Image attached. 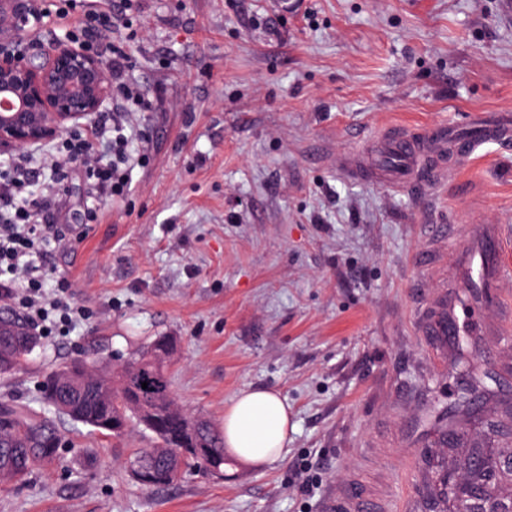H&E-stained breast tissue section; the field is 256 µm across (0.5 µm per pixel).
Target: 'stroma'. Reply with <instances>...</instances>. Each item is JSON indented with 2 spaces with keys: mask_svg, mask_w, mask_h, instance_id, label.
I'll use <instances>...</instances> for the list:
<instances>
[{
  "mask_svg": "<svg viewBox=\"0 0 512 512\" xmlns=\"http://www.w3.org/2000/svg\"><path fill=\"white\" fill-rule=\"evenodd\" d=\"M111 41L149 101L132 135L149 152L98 222L83 168L47 199L72 232L47 245L44 287L67 286L88 317L42 337L0 401L39 406L44 372L172 336L186 409L220 424L241 391L270 388L295 429L267 467L145 491L124 468L139 432L61 421L58 465L0 482V512H329L355 489L377 512H426L420 454L447 465L449 411L478 441L512 402V276L477 301L456 261L488 224L512 269V141L424 189L344 177L336 159L390 127L512 113L503 0H139ZM444 306L464 348L431 332Z\"/></svg>",
  "mask_w": 512,
  "mask_h": 512,
  "instance_id": "obj_1",
  "label": "stroma"
}]
</instances>
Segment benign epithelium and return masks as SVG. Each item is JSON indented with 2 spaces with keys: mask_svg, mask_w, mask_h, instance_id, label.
Listing matches in <instances>:
<instances>
[{
  "mask_svg": "<svg viewBox=\"0 0 512 512\" xmlns=\"http://www.w3.org/2000/svg\"><path fill=\"white\" fill-rule=\"evenodd\" d=\"M28 0H0V22L22 51L0 53V155L40 150L96 123L111 100L100 57L68 38L45 44L25 30Z\"/></svg>",
  "mask_w": 512,
  "mask_h": 512,
  "instance_id": "benign-epithelium-1",
  "label": "benign epithelium"
}]
</instances>
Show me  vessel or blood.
<instances>
[{
    "label": "vessel or blood",
    "mask_w": 512,
    "mask_h": 512,
    "mask_svg": "<svg viewBox=\"0 0 512 512\" xmlns=\"http://www.w3.org/2000/svg\"><path fill=\"white\" fill-rule=\"evenodd\" d=\"M512 139V115L501 114L474 125L471 133L438 125L427 129L390 128L377 142L341 159L343 175L362 178L392 188L434 184L443 174L447 154L471 156L480 145ZM504 244L499 237L482 233L477 243L465 245L460 262L464 288H488L508 270L501 262Z\"/></svg>",
    "instance_id": "b4317fda"
}]
</instances>
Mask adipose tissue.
<instances>
[{"mask_svg": "<svg viewBox=\"0 0 512 512\" xmlns=\"http://www.w3.org/2000/svg\"><path fill=\"white\" fill-rule=\"evenodd\" d=\"M292 429L287 405L271 389L241 392L224 411V446L243 465L261 468L281 459Z\"/></svg>", "mask_w": 512, "mask_h": 512, "instance_id": "obj_1", "label": "adipose tissue"}]
</instances>
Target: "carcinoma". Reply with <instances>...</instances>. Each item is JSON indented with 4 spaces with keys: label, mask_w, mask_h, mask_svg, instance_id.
<instances>
[{
    "label": "carcinoma",
    "mask_w": 512,
    "mask_h": 512,
    "mask_svg": "<svg viewBox=\"0 0 512 512\" xmlns=\"http://www.w3.org/2000/svg\"><path fill=\"white\" fill-rule=\"evenodd\" d=\"M40 344L24 317L6 311L0 318V377L25 367ZM175 340L158 336L127 360L113 364L103 357H82L58 366L40 384L47 410L25 404L0 403V480L23 481L38 467L57 461L60 436L54 414L115 438L131 431L147 443L125 461L131 481L144 490H158L180 481L199 466L231 464L224 450V432L202 414L180 406L171 387L169 366ZM147 388H142V383ZM467 454L472 480L497 486L512 475L483 450Z\"/></svg>",
    "instance_id": "carcinoma-1"
}]
</instances>
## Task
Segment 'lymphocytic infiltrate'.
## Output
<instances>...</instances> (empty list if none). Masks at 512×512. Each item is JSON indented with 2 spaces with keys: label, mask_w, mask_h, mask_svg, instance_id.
Masks as SVG:
<instances>
[{
  "label": "lymphocytic infiltrate",
  "mask_w": 512,
  "mask_h": 512,
  "mask_svg": "<svg viewBox=\"0 0 512 512\" xmlns=\"http://www.w3.org/2000/svg\"><path fill=\"white\" fill-rule=\"evenodd\" d=\"M114 23V16L91 11L79 21V34L87 47L99 48L108 58L117 112L129 114L140 111L143 102L128 79V56L107 42ZM127 127V122L115 115H103L100 127L91 135L72 136L58 154L44 157L41 164L21 160L0 173V300L17 302L33 328L48 331L55 318L68 326L82 321L85 312L74 304L67 290L49 296L43 289V271L32 258L42 253L51 227L41 223L40 204L26 191L44 170L62 176L70 165L78 163L85 168L96 193L123 194L133 163ZM96 138L104 143L105 154L93 152Z\"/></svg>",
  "instance_id": "obj_1"
}]
</instances>
